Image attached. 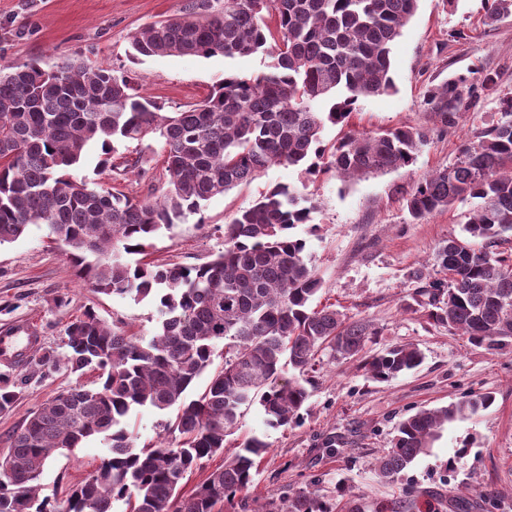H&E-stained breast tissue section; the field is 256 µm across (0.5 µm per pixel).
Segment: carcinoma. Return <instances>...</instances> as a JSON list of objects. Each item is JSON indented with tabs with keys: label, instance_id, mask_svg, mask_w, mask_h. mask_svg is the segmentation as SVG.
Instances as JSON below:
<instances>
[{
	"label": "carcinoma",
	"instance_id": "obj_1",
	"mask_svg": "<svg viewBox=\"0 0 512 512\" xmlns=\"http://www.w3.org/2000/svg\"><path fill=\"white\" fill-rule=\"evenodd\" d=\"M419 0H186L179 13L130 36L140 56L260 53L265 69L227 75L203 99L165 112L135 86L132 72L64 62L0 64V245L31 224L70 248L77 276L98 293L150 299L160 314L146 338L90 309L65 329V352L45 354L93 373L41 404L9 438L0 467V512H221L253 483L269 444L253 435L188 494L186 475L224 450L244 409L257 402L268 426L295 423L307 402L316 356H358L376 334L329 306H312L324 280L306 261L294 229L312 220L315 204L295 187L275 184L224 225V250L200 265L147 261L151 240L211 198L255 179L273 164L309 176L341 179L407 167L426 144L419 129L379 133L351 128L361 99L394 89L391 55ZM487 18L512 15V0H487ZM468 77L429 89L423 98L446 129L466 109ZM334 99L329 111L320 105ZM503 120L466 139L456 162L420 181L406 198L414 220L469 201L461 237L436 253L441 278L420 291L428 317L448 331L495 350L512 342V252L499 250L512 234V96L501 98ZM344 129L327 143V125ZM147 140L163 153L161 195L140 199L117 184L105 187L72 174L86 148L100 145L102 166L140 175L142 152L118 147ZM481 246H475V240ZM136 260H130V257ZM224 364L214 365L219 344ZM422 351L400 345L362 366L377 379L418 367ZM208 375L204 390L191 388ZM491 393H472L400 422L391 447L376 462L392 481L427 453L451 421L478 413ZM173 412L163 430L181 444L139 448L126 418L136 407ZM91 438L109 445L92 475L64 496H40L48 459ZM24 488L15 494V483ZM277 512H331L314 492L288 498Z\"/></svg>",
	"mask_w": 512,
	"mask_h": 512
}]
</instances>
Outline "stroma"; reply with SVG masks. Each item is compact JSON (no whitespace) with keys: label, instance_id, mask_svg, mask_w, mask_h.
I'll return each instance as SVG.
<instances>
[{"label":"stroma","instance_id":"1","mask_svg":"<svg viewBox=\"0 0 512 512\" xmlns=\"http://www.w3.org/2000/svg\"><path fill=\"white\" fill-rule=\"evenodd\" d=\"M184 0H0V60H38L43 67L64 61L97 63L131 70L140 92L175 112L202 99L225 73L244 75L264 68L261 56L227 59L216 55L153 56L131 61L130 36L136 30L178 13ZM486 0H458L444 9L440 0H419L392 54L393 93L361 102L358 130L377 132L412 126L429 134L414 164L384 174L343 181L331 175L308 178L299 169L270 166L251 183L210 199L203 218L187 216L162 231L149 258L196 265L224 248L222 226L249 207L270 186H295L316 205L310 223L295 233L324 280L318 306L332 305L348 318L369 322L377 331L366 354L413 344L424 354L414 371L389 379L371 377L360 359L324 362L314 373L310 397L299 424L266 426L260 405L248 407L238 437L251 434L269 444L254 483L245 493L247 510L270 512L272 505L302 490L346 512L356 502L364 512L399 505V512H512V343L492 351L470 344L428 318L418 301L426 280L435 278L438 246L462 236L469 202L422 220H413L405 198L435 170L452 166L461 142L496 123L500 99L512 95V16L488 22ZM497 86L481 87L485 74ZM469 77V105L458 124L440 129L425 111L423 94L448 78ZM67 296L57 305L58 296ZM105 323L121 319L140 336L157 331L151 300L96 293L75 275L67 248L49 237L45 225H29L16 240L0 245V336L32 326L37 338L22 364L0 359L16 398L0 413V455L10 436L41 403L92 375L66 369L44 370L47 351L62 354L67 324L85 310ZM473 392L492 393L494 401L477 415L445 425L430 451L394 481L375 473L381 449L390 447L398 424L422 408H438ZM162 413L148 407L131 411L128 429L137 446L158 442L177 446L164 433ZM336 437L337 454L322 446ZM107 451L93 438L81 447L58 451L41 476L42 495H53L84 478Z\"/></svg>","mask_w":512,"mask_h":512}]
</instances>
